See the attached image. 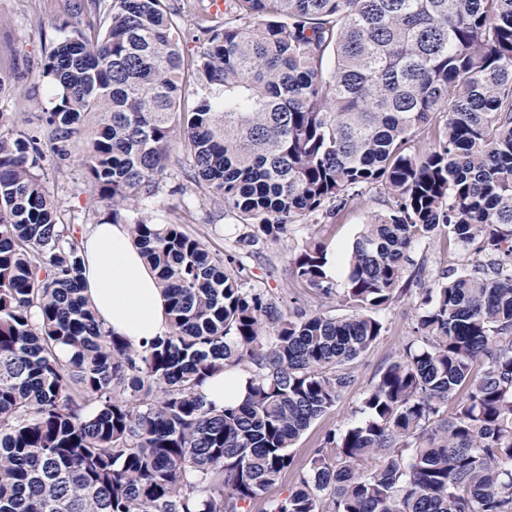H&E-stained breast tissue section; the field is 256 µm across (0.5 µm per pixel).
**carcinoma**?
<instances>
[{
    "label": "carcinoma",
    "instance_id": "cac0c4a2",
    "mask_svg": "<svg viewBox=\"0 0 512 512\" xmlns=\"http://www.w3.org/2000/svg\"><path fill=\"white\" fill-rule=\"evenodd\" d=\"M91 2L99 32L43 52L46 139L0 129V512H250L442 230L475 264L420 289L361 419L272 512H512V0H224L189 57L166 0ZM82 128L104 220L130 225L168 294L170 331L140 349L82 295L80 236L41 174L42 144L65 164ZM175 137L194 181L259 227L248 247L382 187L343 287L323 239L291 259L344 314L287 312L184 224L132 216ZM246 364L247 396L216 410L200 386Z\"/></svg>",
    "mask_w": 512,
    "mask_h": 512
}]
</instances>
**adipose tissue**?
Masks as SVG:
<instances>
[{
	"label": "adipose tissue",
	"instance_id": "ef3b65f1",
	"mask_svg": "<svg viewBox=\"0 0 512 512\" xmlns=\"http://www.w3.org/2000/svg\"><path fill=\"white\" fill-rule=\"evenodd\" d=\"M83 294L103 326L134 347L169 331L168 305L156 273L145 264L128 225L97 223L82 237ZM249 375L231 370L201 387L216 407L240 403Z\"/></svg>",
	"mask_w": 512,
	"mask_h": 512
}]
</instances>
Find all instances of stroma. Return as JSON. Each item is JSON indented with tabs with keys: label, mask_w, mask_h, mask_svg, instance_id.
<instances>
[{
	"label": "stroma",
	"mask_w": 512,
	"mask_h": 512,
	"mask_svg": "<svg viewBox=\"0 0 512 512\" xmlns=\"http://www.w3.org/2000/svg\"><path fill=\"white\" fill-rule=\"evenodd\" d=\"M172 17L184 34L183 50L193 53L202 36L197 22L200 15L212 13L211 0H167ZM79 18L81 30L89 32L98 25L90 0H0V73L20 72L21 87L0 94V112L9 128L25 133L36 131L41 108L48 103L47 86L39 75L38 63L45 48L69 35L72 18ZM42 172L57 200L63 223L86 229L103 216L106 208L93 196L84 169L78 160L58 164L52 153H45ZM192 160L180 148H173L167 169L158 181L152 199L142 203L139 214L155 224L170 221L186 223L201 237L212 253L236 256L246 268L249 284L265 288L279 298L283 307L299 304L317 309L318 302L304 292L290 275L289 262L311 235L321 234L329 242L328 255L336 260V285L346 276L345 256L354 239L372 215L385 207L382 191L364 189L360 198L347 204L334 223L319 224L303 218L277 242H261L257 252L237 241L242 227L234 213L190 177ZM412 258L422 265L424 275L440 269H459L471 261L469 252L441 235L415 243ZM416 299L406 295L385 312L387 332L355 363L356 382L336 405L315 420L301 435L291 453L297 467H304L313 448L327 431L342 430L355 419V411L378 371L393 360L412 334Z\"/></svg>",
	"instance_id": "35a3bbf8"
}]
</instances>
